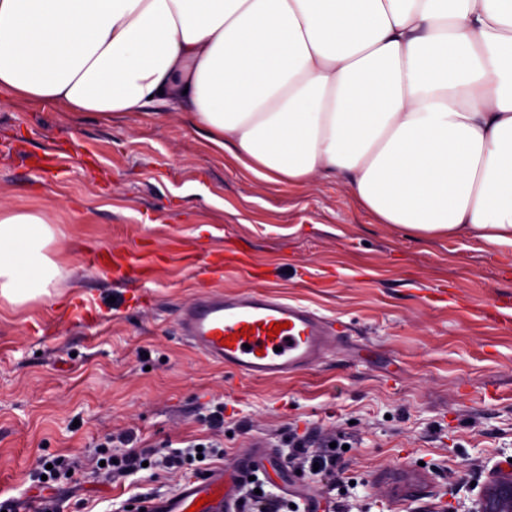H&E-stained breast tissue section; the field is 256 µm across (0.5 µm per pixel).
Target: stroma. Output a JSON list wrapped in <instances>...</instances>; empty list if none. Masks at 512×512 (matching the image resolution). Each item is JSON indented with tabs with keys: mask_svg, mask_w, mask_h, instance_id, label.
I'll use <instances>...</instances> for the list:
<instances>
[{
	"mask_svg": "<svg viewBox=\"0 0 512 512\" xmlns=\"http://www.w3.org/2000/svg\"><path fill=\"white\" fill-rule=\"evenodd\" d=\"M48 151L63 171L42 179L26 158ZM1 203L53 219L70 275L54 303L0 305V512L58 454L77 464L54 484L62 512H124L196 469L102 481L99 445L127 430L141 447L219 440L227 466L257 440L282 455L295 433L317 451L347 441L319 479L259 462L310 512H475L512 459V249L377 223L340 177L257 179L181 117L18 99L0 100ZM92 250L148 254L152 276L86 267ZM201 285L265 287L355 335L316 371L246 379L178 334Z\"/></svg>",
	"mask_w": 512,
	"mask_h": 512,
	"instance_id": "35a3bbf8",
	"label": "stroma"
}]
</instances>
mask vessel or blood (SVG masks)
I'll return each mask as SVG.
<instances>
[{"instance_id":"b4317fda","label":"vessel or blood","mask_w":512,"mask_h":512,"mask_svg":"<svg viewBox=\"0 0 512 512\" xmlns=\"http://www.w3.org/2000/svg\"><path fill=\"white\" fill-rule=\"evenodd\" d=\"M274 325L281 328L275 336L268 332ZM246 327L251 330L247 337L242 334ZM177 329L207 360L248 379H283L318 368L337 339L335 319L264 289L196 295L180 309ZM205 495L210 501L199 505V512L238 510V491L228 488L220 465L141 507L143 512H188Z\"/></svg>"}]
</instances>
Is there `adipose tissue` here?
<instances>
[{
    "label": "adipose tissue",
    "mask_w": 512,
    "mask_h": 512,
    "mask_svg": "<svg viewBox=\"0 0 512 512\" xmlns=\"http://www.w3.org/2000/svg\"><path fill=\"white\" fill-rule=\"evenodd\" d=\"M0 96L160 108L260 179L512 248V0H0ZM59 234L0 210V304L57 295Z\"/></svg>",
    "instance_id": "ef3b65f1"
}]
</instances>
